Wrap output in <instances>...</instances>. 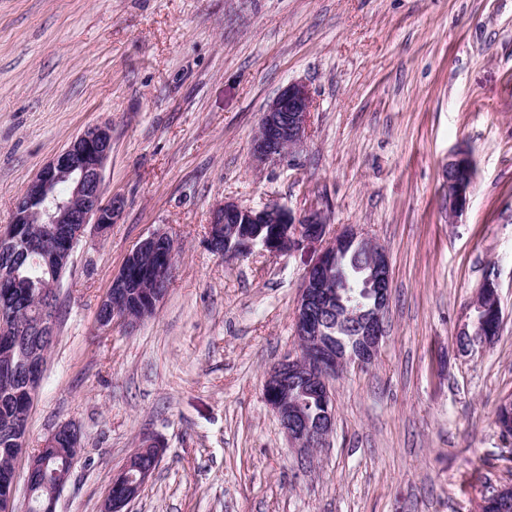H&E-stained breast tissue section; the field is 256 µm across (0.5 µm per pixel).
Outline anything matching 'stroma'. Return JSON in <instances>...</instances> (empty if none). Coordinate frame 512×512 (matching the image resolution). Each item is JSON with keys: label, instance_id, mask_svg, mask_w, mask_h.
I'll return each mask as SVG.
<instances>
[{"label": "stroma", "instance_id": "stroma-1", "mask_svg": "<svg viewBox=\"0 0 512 512\" xmlns=\"http://www.w3.org/2000/svg\"><path fill=\"white\" fill-rule=\"evenodd\" d=\"M314 98L303 149L255 167L266 105ZM112 125L106 194L65 274L29 416L81 450L57 512H102L143 438L161 460L128 512H480L512 485V0H0V229L12 203L88 126ZM468 149V208L449 220L448 157ZM324 210L384 247L376 360L330 382L323 448H291L266 371L296 350L292 312L319 240L225 259L206 244L224 200ZM164 230L178 253L156 313L99 328L127 254ZM503 323L464 355L455 334L485 280Z\"/></svg>", "mask_w": 512, "mask_h": 512}]
</instances>
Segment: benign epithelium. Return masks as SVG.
Returning <instances> with one entry per match:
<instances>
[{
  "label": "benign epithelium",
  "instance_id": "benign-epithelium-1",
  "mask_svg": "<svg viewBox=\"0 0 512 512\" xmlns=\"http://www.w3.org/2000/svg\"><path fill=\"white\" fill-rule=\"evenodd\" d=\"M313 99L307 86L291 82L267 105L261 115L258 133L252 143V157L256 164L293 158L308 134ZM112 152V128L103 122L84 130L69 145L48 160L27 183L14 202L12 224L0 230V239L15 241L19 238V225L43 224L56 236L58 245L43 254L38 263L48 268L62 269L72 261L74 249L88 225L93 224L103 232L116 216V202L104 200V171ZM448 214L455 217L463 213L475 179V164L470 151L459 148L448 156ZM68 186L67 195L60 197L57 185ZM273 224L275 228L266 235L261 232ZM329 224L323 209L310 207L296 214L276 203L254 209L226 200L212 212L206 237L207 247L224 244V256L234 258L259 247L271 254L296 252L310 242L328 239L327 246L304 275L303 286L293 312L294 333L300 347L299 354L282 358L263 381L267 404L275 413L281 429L293 448L301 451L325 443L334 429L335 404L329 382L333 376L351 364L360 367L372 363L384 336V316L389 307L390 267L385 249L371 236L354 225H347L336 233H329ZM171 239L164 231H156L138 243L127 254L122 268L112 278L110 290L100 299L98 308L111 311V316L98 321L102 328L112 326L119 317L126 322L132 316L121 312L122 294L128 288V267L140 262L141 257L155 246ZM356 246L355 256L366 277L370 303L348 305L342 301L337 288L335 272L339 271L340 257L351 246ZM59 281H50L40 289L38 298L46 299L51 306L44 310L31 325L21 324L12 312L0 310V330L35 332L51 335L55 327V308ZM482 297L474 308L479 317L463 323L457 333L466 335L470 329L489 315L501 317L497 284L487 280L482 285ZM350 336V343L332 341L331 332ZM312 396L321 407V419L313 426L303 412L298 396ZM11 463L22 459L26 462L24 477L26 499H31L30 477L34 470L45 469L29 455L26 442L17 440ZM131 465L114 475L120 481L128 476L131 494L115 502L105 503L107 512H124L150 479L152 472L141 469L128 475ZM10 485L0 498V512H13L17 471L10 467ZM489 498L498 512H512V493L501 487Z\"/></svg>",
  "mask_w": 512,
  "mask_h": 512
}]
</instances>
